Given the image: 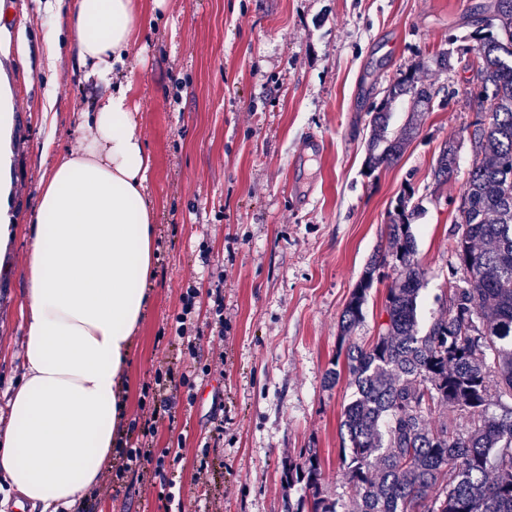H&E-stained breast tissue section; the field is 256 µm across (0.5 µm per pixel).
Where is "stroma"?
<instances>
[{
	"label": "stroma",
	"mask_w": 512,
	"mask_h": 512,
	"mask_svg": "<svg viewBox=\"0 0 512 512\" xmlns=\"http://www.w3.org/2000/svg\"><path fill=\"white\" fill-rule=\"evenodd\" d=\"M477 0H137L143 37L126 74L139 132L154 157L156 275L124 379L128 419L141 417L161 362L179 358L176 318L188 286L204 328L214 299L224 333L203 355L223 374L195 376L156 422L155 448L186 512H282V464L316 449L325 481L343 493L339 424L354 389L326 388L341 314L385 242L399 196L423 205L413 223L426 271L418 305L427 327L456 258L471 71H420L436 96L401 159L365 169L369 111L389 82L464 35ZM42 0H0V71L14 93L12 226L0 239V412L21 377L24 270L41 181L57 152L80 146L82 113L98 91L68 56L47 67ZM457 170L437 184L442 143ZM208 460L207 479L196 477ZM162 481L123 482L93 512H170Z\"/></svg>",
	"instance_id": "35a3bbf8"
}]
</instances>
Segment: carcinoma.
<instances>
[{
    "label": "carcinoma",
    "mask_w": 512,
    "mask_h": 512,
    "mask_svg": "<svg viewBox=\"0 0 512 512\" xmlns=\"http://www.w3.org/2000/svg\"><path fill=\"white\" fill-rule=\"evenodd\" d=\"M480 67L470 99L476 112L469 141L473 164L461 196L451 248L462 276L425 332L418 302L425 271L416 259L412 222L420 204L403 195L386 225L384 247L370 258L340 322L338 352L326 373L335 386L346 370L356 389L340 423V463L347 500L325 487L317 451L283 463L284 512H512V0L471 10ZM417 64L390 82L371 111V169L398 162L415 138L413 121L387 137L401 101L429 110L434 92ZM448 140L433 168L444 183L456 170ZM392 278L374 339L360 345L367 291ZM497 402L500 412L490 411ZM459 414L450 416L446 409ZM304 495L294 499L292 491Z\"/></svg>",
    "instance_id": "obj_1"
}]
</instances>
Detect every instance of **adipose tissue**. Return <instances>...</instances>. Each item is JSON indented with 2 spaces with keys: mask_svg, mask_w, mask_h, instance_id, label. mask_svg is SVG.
Listing matches in <instances>:
<instances>
[{
  "mask_svg": "<svg viewBox=\"0 0 512 512\" xmlns=\"http://www.w3.org/2000/svg\"><path fill=\"white\" fill-rule=\"evenodd\" d=\"M46 58L69 51L101 86L89 136L41 183L24 277L23 378L0 429V474L18 505L68 512L97 484L126 432L123 382L155 275L154 160L131 84L116 81L141 32L134 0H55ZM13 95L0 80V234L10 230Z\"/></svg>",
  "mask_w": 512,
  "mask_h": 512,
  "instance_id": "1",
  "label": "adipose tissue"
}]
</instances>
